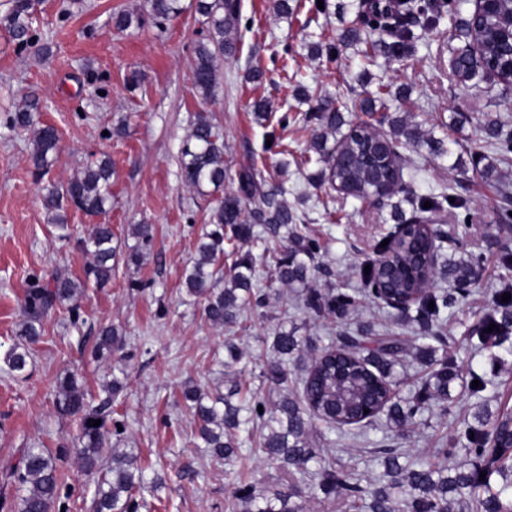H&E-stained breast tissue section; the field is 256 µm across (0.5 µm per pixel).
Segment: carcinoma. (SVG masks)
I'll return each mask as SVG.
<instances>
[{"instance_id":"carcinoma-1","label":"carcinoma","mask_w":512,"mask_h":512,"mask_svg":"<svg viewBox=\"0 0 512 512\" xmlns=\"http://www.w3.org/2000/svg\"><path fill=\"white\" fill-rule=\"evenodd\" d=\"M181 0H147V15L123 13L116 18L118 26L128 28L141 25L149 18L160 27L182 11ZM33 0H14L12 10L0 18L3 28L23 51L39 45L40 38L32 29ZM455 9V0H404L395 6L381 2L373 6L369 0L358 4L361 27L350 28L341 36L346 46L365 45L360 50L372 63L376 51L388 59L400 61L409 56L414 38L412 27L421 21L434 22L442 14ZM196 12L203 18L207 34L193 50V85L204 101L214 98L217 81V61L237 53V35L241 24L240 0H196ZM452 37L465 46L456 55L451 75L460 82L474 78L476 62L470 51L475 39L483 42L480 57L482 65L491 66L497 55V45L488 30L482 36L475 33L471 19L463 18L455 26ZM386 92L377 90V96L362 101L360 109L370 120L388 127L384 138L391 147L399 166H404L401 150L419 146L418 129L408 124L395 112L388 111ZM315 104L306 113L305 121L316 125L312 149L328 160L321 181L339 183L347 188L349 197L364 202L380 185L382 174L363 161L368 152L378 151L377 143L364 122L350 125L347 133L336 140L343 160L336 161V151L329 150V137L336 136L346 124L333 97H312ZM39 103L30 101L11 113L9 126L27 137L31 145L29 156L34 175L41 180L49 173L58 150L59 136L55 126L40 121ZM507 123L494 117L484 122L487 141L501 158L512 154V131H505ZM180 176L185 185L199 193L208 185L218 191L224 185V137L212 116L202 110L190 120V131L183 141L178 159ZM263 171L251 163L237 176L236 189L224 193L212 208L208 224L197 244V256L185 267L184 283L187 292L204 297L205 315L215 326H233L249 312L265 316L269 292L252 288L258 261L252 252L241 256L224 274V240L227 237L250 241L254 238L253 225H263V252H270V244L288 242V252L275 260L270 268V279L286 288L303 287L311 275L309 260L319 253L320 244L314 237L304 235L294 224L295 217L278 199L275 190L264 189ZM112 162L103 157L92 160L76 175L61 185L43 187V202L49 223L57 231V238L68 241L71 229L63 211L72 207L88 215H102L112 207ZM411 206V215L404 223L410 235L400 237L396 245L376 247L374 256L367 259L371 270L362 274L364 292L376 303L389 304L376 291L386 283L396 294L422 292L414 309H405L393 318L416 324L415 340L418 351L428 358L431 370L420 385L406 397L399 395L392 378L394 366L406 351L407 339L397 334H349V352L332 358L333 344L313 346L310 364L296 379L290 378L288 362L296 361L303 350V339L286 330L278 331L270 342L271 354L261 364V384L278 391L275 402L254 392L250 398L237 403L241 383H234L227 392L215 389L204 392L196 386H187L182 399L198 421V447L211 457L233 466L244 451L243 445L253 444L266 457L285 470V479L278 489L269 491L256 482L239 480L234 498L240 512H305L304 494L313 490L308 483L309 464L316 460L312 432L314 421H321L339 430H361L369 422L360 420L364 408L376 406L384 411L386 419L399 425L414 422L429 405L439 414H448L450 384L459 378V366L448 352L439 328L445 319L453 298L434 288L435 281L446 279L457 288L477 282L482 260L470 255L458 259L448 257L438 265L428 266L422 255L429 248L428 238L420 227L423 221L450 209H467L460 197L449 201L445 193L419 195L400 188ZM429 202L431 207L423 208ZM137 243L127 249L115 242L112 225L94 224L83 240L84 249L92 257L84 268L81 279L54 277L50 282L40 278L29 283L22 305L23 315L16 332L19 341L3 356L5 368L17 375L27 371L29 347L43 336V319L51 310L66 308L70 321L80 319V303L85 289L91 285L103 287L112 279L113 262L123 258L129 267H139L149 254L154 240L151 224L134 225ZM512 295V286L499 289L492 308L478 322L467 329L471 346L482 350L489 342L503 343L512 337V299L502 301L503 293ZM359 293L338 289L321 293L308 290L303 296V307L312 319L335 318L343 320L357 305ZM434 308H429V303ZM493 331H487L490 324ZM120 344L118 331L110 326L99 330L94 353L100 357L112 355ZM122 389L114 377L104 390L109 394L101 404L88 401L84 385L74 375L57 380L56 405L59 412L73 418L80 447L59 448L51 452L44 448H29L22 456L13 476L25 488L20 499L19 512H52L60 499V474L57 460L72 452L81 460L83 468L93 474L107 463V475L93 500L95 512H138L139 501L133 489L143 484L138 458L131 452L113 455L104 461V448L111 433L118 432L121 423L108 422L107 408L112 398ZM100 421L97 427L92 421ZM462 447L473 455L471 467L448 476V460L455 449ZM512 448V412H502L495 420L487 418L472 424L463 422L456 435L433 449L432 459L400 463L396 448H384L385 470L382 478L387 483L365 488L350 471L334 463H323L316 472L318 488L325 494L344 491L353 512H455L464 508V491L484 489L476 497L478 512H512V460L505 451ZM498 453L492 462L499 463L502 483L495 489L485 488L480 479L488 451Z\"/></svg>"}]
</instances>
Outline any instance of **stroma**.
<instances>
[{
  "label": "stroma",
  "instance_id": "1",
  "mask_svg": "<svg viewBox=\"0 0 512 512\" xmlns=\"http://www.w3.org/2000/svg\"><path fill=\"white\" fill-rule=\"evenodd\" d=\"M354 2L327 0V11L319 12L311 0H289L284 16L276 0H241L239 52L220 61L217 95L207 102L192 82L193 50L205 30L192 0H181L182 13L161 30L150 22L117 27L119 14L143 11L145 0H36L33 26L48 47L44 53L19 52L0 28V356L17 341L20 304L31 277L80 276L89 259L81 240L95 222L68 210L75 232L70 241L58 240L47 222L42 184L31 173L28 141L4 123L9 113L39 97L41 121L54 125L60 136L49 173L54 182H65L92 156L110 157L112 209L105 219L119 241L134 245L132 225L155 229L153 248L140 268L116 262L105 287L86 291L78 323L59 310L45 318L25 376L0 369V512L19 510L23 491L11 474L23 452L70 446L76 434L75 422L56 408L58 378L78 372L99 401L106 396L110 362L127 378L112 402V417L125 429L110 436L109 447L138 456L149 483L140 492L145 504L139 512H232L239 478L275 487L278 465L263 454H250L232 467L202 454L180 392L187 385L224 386L225 341L242 353L237 369L243 387L257 389L258 357L267 353V338L278 327L321 340L338 338L344 327L310 319L298 291L286 288L270 297L265 319L252 317L230 329L206 321L204 301L188 294L183 269L195 255L216 197L197 194L181 181L178 152L193 113L212 112L224 135L226 187L235 186L237 172L249 161L263 166L267 188L277 190L300 230L320 243L312 287L324 292L361 287L360 267L397 224L403 198L361 204L315 184L323 164L311 147L314 126L302 120L306 106L294 95L299 86L336 97L348 121L359 116L361 99L379 85L407 89L405 112L414 115L424 137L444 138L448 150L435 158L425 146L406 149L419 165L407 182L419 194L443 191L467 200V210L445 213L443 226L454 229L458 253L482 258L479 281L456 294L448 311L445 336L461 374L451 387L455 401L447 417L428 409L400 431L376 422L363 443L320 423L315 440L322 457L336 459L368 483L383 470L381 448L419 460L482 408L502 403L512 409V352L471 351L465 335L504 281L512 280V270L502 264L503 254L512 252V229L498 219L501 206L512 201V160L500 161L480 132L488 114L512 123V88L478 77L466 86L451 80L448 61L461 46L450 37L456 14L414 27L413 51L402 61L380 57L367 64L354 48L338 44L342 31L358 23ZM327 43L339 47L334 58L312 55V46ZM256 69L264 73L259 85L248 78ZM134 75L135 88L129 84ZM259 97L271 101L273 113L297 116L280 131V149L265 148L273 125L256 119L251 104ZM488 161L496 172L487 181L481 170ZM105 325L116 327L123 341L108 362L94 355L95 338ZM473 371L492 381L485 397L471 396L466 387ZM58 466L65 512H91L97 476L86 474L72 453Z\"/></svg>",
  "mask_w": 512,
  "mask_h": 512
}]
</instances>
